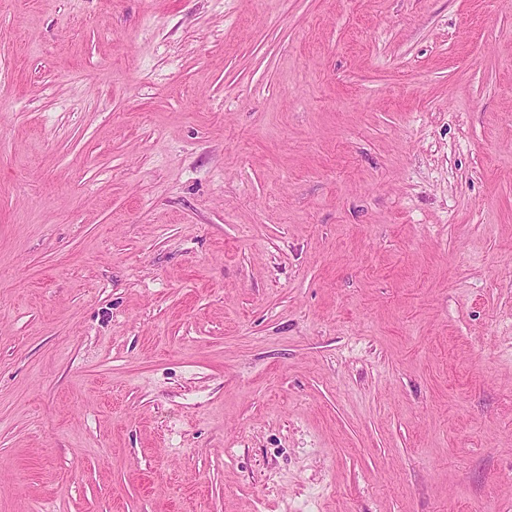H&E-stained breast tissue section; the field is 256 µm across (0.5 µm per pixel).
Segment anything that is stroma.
Returning a JSON list of instances; mask_svg holds the SVG:
<instances>
[{
    "label": "stroma",
    "instance_id": "35a3bbf8",
    "mask_svg": "<svg viewBox=\"0 0 512 512\" xmlns=\"http://www.w3.org/2000/svg\"><path fill=\"white\" fill-rule=\"evenodd\" d=\"M512 512V0H0V512Z\"/></svg>",
    "mask_w": 512,
    "mask_h": 512
}]
</instances>
